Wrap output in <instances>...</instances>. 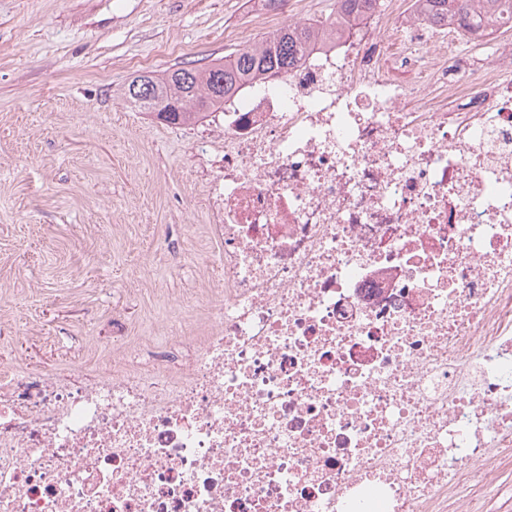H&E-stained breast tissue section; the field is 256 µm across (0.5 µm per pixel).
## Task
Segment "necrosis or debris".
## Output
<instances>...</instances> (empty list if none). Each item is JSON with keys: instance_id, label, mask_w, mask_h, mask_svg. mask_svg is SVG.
<instances>
[{"instance_id": "necrosis-or-debris-1", "label": "necrosis or debris", "mask_w": 512, "mask_h": 512, "mask_svg": "<svg viewBox=\"0 0 512 512\" xmlns=\"http://www.w3.org/2000/svg\"><path fill=\"white\" fill-rule=\"evenodd\" d=\"M398 5L225 101L209 334L165 316L150 368L120 346L84 385L0 373V512H484L512 470V44L458 58ZM401 44L395 42L393 44L392 53L384 59V64L388 68L391 78L399 85L406 86L415 80L416 73L410 68L400 64L399 56L401 53Z\"/></svg>"}]
</instances>
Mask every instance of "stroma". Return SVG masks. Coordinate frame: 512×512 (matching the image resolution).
Returning a JSON list of instances; mask_svg holds the SVG:
<instances>
[{
    "label": "stroma",
    "instance_id": "stroma-1",
    "mask_svg": "<svg viewBox=\"0 0 512 512\" xmlns=\"http://www.w3.org/2000/svg\"><path fill=\"white\" fill-rule=\"evenodd\" d=\"M335 16L336 0H0V370L92 381L221 287L224 129L160 123L124 86Z\"/></svg>",
    "mask_w": 512,
    "mask_h": 512
}]
</instances>
